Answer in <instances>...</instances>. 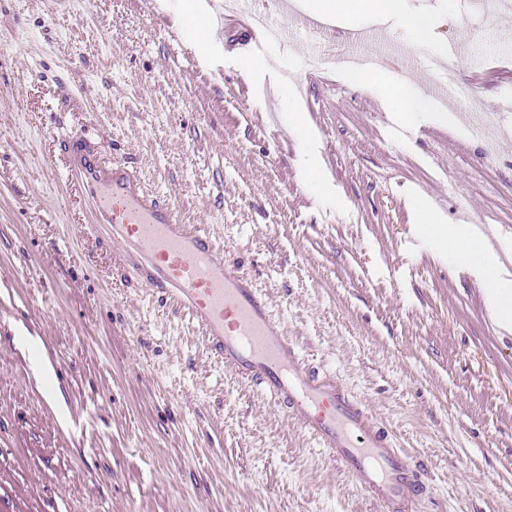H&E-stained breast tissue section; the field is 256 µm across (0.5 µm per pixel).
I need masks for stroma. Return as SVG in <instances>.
<instances>
[{
	"label": "stroma",
	"instance_id": "obj_1",
	"mask_svg": "<svg viewBox=\"0 0 512 512\" xmlns=\"http://www.w3.org/2000/svg\"><path fill=\"white\" fill-rule=\"evenodd\" d=\"M407 0L439 11L436 50L496 123L456 106L400 140L386 95L192 51L185 0H0V512H377L354 476L206 349L176 307L120 277L118 245L64 185L63 135L126 159L266 290L312 359L338 373L422 470L415 512H512V333L454 258L404 255L413 197L449 229L493 230L512 265V0ZM173 16L184 47L164 41ZM299 74L313 144L262 126L281 70ZM334 194L321 209L301 169ZM333 210L338 223L324 221ZM406 261L411 277L396 281Z\"/></svg>",
	"mask_w": 512,
	"mask_h": 512
}]
</instances>
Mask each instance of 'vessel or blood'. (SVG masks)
Here are the masks:
<instances>
[{
  "mask_svg": "<svg viewBox=\"0 0 512 512\" xmlns=\"http://www.w3.org/2000/svg\"><path fill=\"white\" fill-rule=\"evenodd\" d=\"M262 2L246 0L221 14L236 45L255 51L287 35L283 22L256 24ZM64 174L97 232L122 245L127 276L188 315L209 352L352 473L378 512H413L425 494L416 466L336 372L313 365L288 337L267 294L226 261L209 225L185 223L134 166L106 157L97 140H67Z\"/></svg>",
  "mask_w": 512,
  "mask_h": 512,
  "instance_id": "vessel-or-blood-1",
  "label": "vessel or blood"
}]
</instances>
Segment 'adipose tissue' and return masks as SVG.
<instances>
[{
    "instance_id": "adipose-tissue-1",
    "label": "adipose tissue",
    "mask_w": 512,
    "mask_h": 512,
    "mask_svg": "<svg viewBox=\"0 0 512 512\" xmlns=\"http://www.w3.org/2000/svg\"><path fill=\"white\" fill-rule=\"evenodd\" d=\"M307 8L316 13L351 20L368 16L375 20H402L407 32L417 42L427 44L434 39V22L425 14H410L405 0H307ZM347 81L373 91L390 90L397 111L427 115L437 122L446 121L443 113L432 111L427 100L413 87H389L382 68L345 71ZM416 222L433 240L440 251L451 250L485 285V300L489 310L503 328L512 327V287L505 284L495 251L483 239L448 230L442 216L426 199L416 202Z\"/></svg>"
}]
</instances>
